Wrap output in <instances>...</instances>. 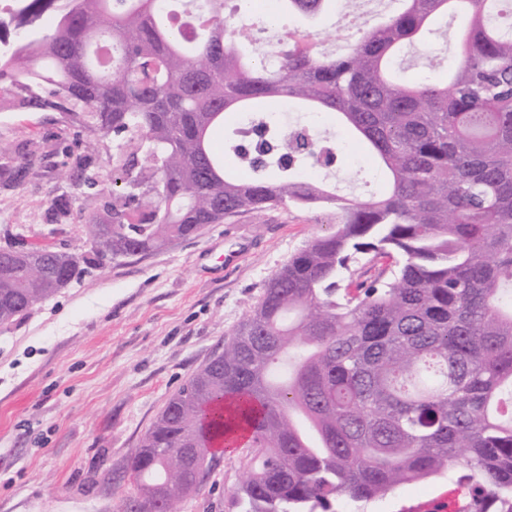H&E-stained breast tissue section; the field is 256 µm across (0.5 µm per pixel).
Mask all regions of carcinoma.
Segmentation results:
<instances>
[{"label":"carcinoma","mask_w":512,"mask_h":512,"mask_svg":"<svg viewBox=\"0 0 512 512\" xmlns=\"http://www.w3.org/2000/svg\"><path fill=\"white\" fill-rule=\"evenodd\" d=\"M341 1L277 0L310 18ZM0 0V88L19 105L79 112L112 138L117 176L83 226L96 253L124 259L274 207L322 210L332 233L295 253L260 303L174 394L135 449L146 512H175L217 443L250 437L233 490L241 512H336L461 468L458 512H512V0H400L348 53L314 33L247 60L250 33L228 0ZM468 17L448 78L392 74L430 25ZM46 15L55 17L49 31ZM269 102L334 113L373 152L384 190L338 195L295 174L338 147L284 128ZM247 118L213 144L224 116ZM0 254V324L81 274L44 249Z\"/></svg>","instance_id":"carcinoma-1"}]
</instances>
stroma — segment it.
<instances>
[{"label": "stroma", "mask_w": 512, "mask_h": 512, "mask_svg": "<svg viewBox=\"0 0 512 512\" xmlns=\"http://www.w3.org/2000/svg\"><path fill=\"white\" fill-rule=\"evenodd\" d=\"M396 0H371L359 17L341 9L317 24L316 49L341 54L360 26L391 15ZM340 150L332 178L341 195L378 193L384 179L355 139L326 114L291 112ZM0 143L26 157L0 160V249L50 247L91 257L85 218L103 195L76 184L78 161L101 187L112 185V142L81 115L17 107L0 90ZM67 197L70 213L54 222ZM325 217L273 208L207 225L141 256L96 260L81 278L21 319L0 325V512H124L138 488L128 468L144 434L176 393L260 300L268 278L315 237L333 232ZM247 448L216 452L201 487L181 512H239L230 496L248 471ZM460 469L396 487L380 499L340 501L341 512H405L468 491Z\"/></svg>", "instance_id": "stroma-1"}]
</instances>
